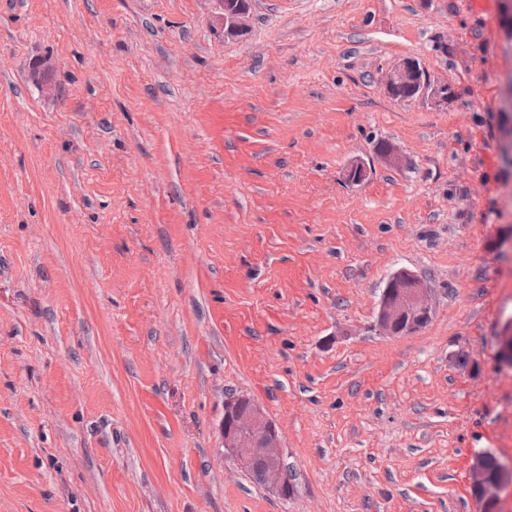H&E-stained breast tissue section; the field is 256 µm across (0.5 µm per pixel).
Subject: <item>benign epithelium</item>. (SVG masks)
<instances>
[{
    "instance_id": "7a95c632",
    "label": "benign epithelium",
    "mask_w": 512,
    "mask_h": 512,
    "mask_svg": "<svg viewBox=\"0 0 512 512\" xmlns=\"http://www.w3.org/2000/svg\"><path fill=\"white\" fill-rule=\"evenodd\" d=\"M212 2L226 32L237 34L245 30L249 10L242 0ZM384 86L389 93L409 88L416 90L417 96H427L438 103L448 100V86L431 82L412 60H404L389 70ZM431 314L427 288L418 276L402 271L387 283L380 300L377 324L388 335H409L421 330ZM397 322L404 324V329L398 333L393 331ZM221 433L224 449L236 457L243 469L261 484L274 488L283 498L293 495L283 464L279 431L255 401L245 396L226 398Z\"/></svg>"
}]
</instances>
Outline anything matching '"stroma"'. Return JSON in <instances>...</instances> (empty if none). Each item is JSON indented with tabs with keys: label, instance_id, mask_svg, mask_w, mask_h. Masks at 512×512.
<instances>
[{
	"label": "stroma",
	"instance_id": "1",
	"mask_svg": "<svg viewBox=\"0 0 512 512\" xmlns=\"http://www.w3.org/2000/svg\"><path fill=\"white\" fill-rule=\"evenodd\" d=\"M408 58L447 103L386 93ZM510 142L502 0H250L239 34L211 0H0V512H480ZM401 268L432 319L387 336ZM232 395L292 497L225 451Z\"/></svg>",
	"mask_w": 512,
	"mask_h": 512
}]
</instances>
